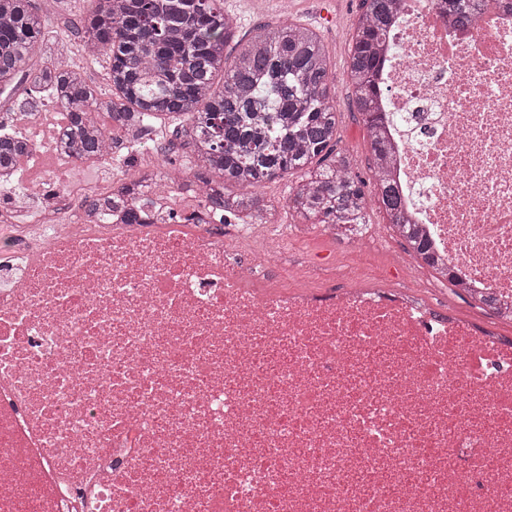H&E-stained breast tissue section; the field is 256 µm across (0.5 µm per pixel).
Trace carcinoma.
Here are the masks:
<instances>
[{"instance_id":"obj_1","label":"carcinoma","mask_w":512,"mask_h":512,"mask_svg":"<svg viewBox=\"0 0 512 512\" xmlns=\"http://www.w3.org/2000/svg\"><path fill=\"white\" fill-rule=\"evenodd\" d=\"M445 2L455 22L464 23L467 0ZM396 10L397 0H364L348 70L388 221L401 226L408 252L434 270L427 240L403 219L384 177L388 147L377 74ZM236 28L224 0H87L81 26L69 34L56 30L35 0H0V90L22 75L49 94L68 115L62 147L78 159L119 149L128 163L147 146L160 116H169L172 135L191 156L181 174L212 208H254L272 218L275 206L257 189L288 173L297 176L288 210L301 220L368 224L364 182L348 156L334 152L336 87L319 35L282 20L239 40L229 58L224 49ZM72 34L90 63L105 60V85L67 61ZM48 37L58 47L50 62L37 57ZM29 148L26 139L0 133V172L17 166Z\"/></svg>"}]
</instances>
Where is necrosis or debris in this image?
Wrapping results in <instances>:
<instances>
[{
  "mask_svg": "<svg viewBox=\"0 0 512 512\" xmlns=\"http://www.w3.org/2000/svg\"><path fill=\"white\" fill-rule=\"evenodd\" d=\"M399 0L391 179L431 254L512 307V0ZM159 167L0 210V512H512V351L364 276L281 283ZM169 216L79 207L120 185Z\"/></svg>",
  "mask_w": 512,
  "mask_h": 512,
  "instance_id": "4bbe7bcc",
  "label": "necrosis or debris"
}]
</instances>
